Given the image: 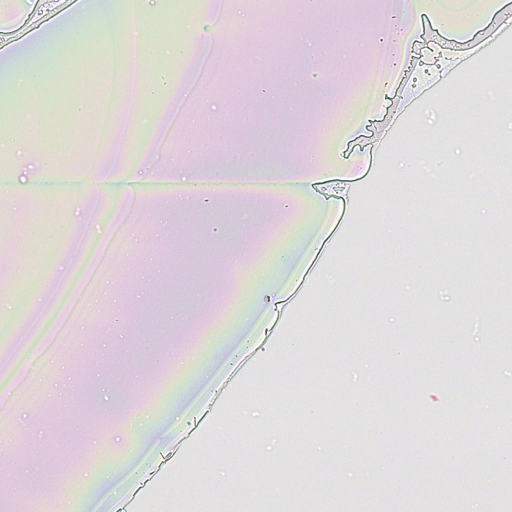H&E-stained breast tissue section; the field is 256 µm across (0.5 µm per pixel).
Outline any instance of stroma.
<instances>
[{
  "label": "stroma",
  "instance_id": "stroma-1",
  "mask_svg": "<svg viewBox=\"0 0 512 512\" xmlns=\"http://www.w3.org/2000/svg\"><path fill=\"white\" fill-rule=\"evenodd\" d=\"M92 8L91 0H0V55ZM405 8L423 80L416 92L397 81L378 98L366 89L381 31L359 28L356 0H336L325 30L262 12L260 0H149V34L165 37L182 22V47L143 72L150 93L133 118L113 64L123 43L97 30L78 42L56 39L51 58L35 66L29 100L0 87V128L16 143L0 151V181L20 188L0 203V238L9 242L0 254V369L23 336H41L40 352L62 359L58 372L29 361L0 396V494L14 507L57 512L69 498L78 512H112L108 490L83 495L84 477L107 470L120 480L134 468L126 424L138 414L156 418L147 451L188 468L146 485L130 512H288L299 498L318 502L317 512H348L354 501L360 512H433L442 483L458 493L449 512H472L476 459L512 462L503 446L512 420L498 415L500 393L512 390V361L477 362L500 340L498 318L512 314V278L500 266L512 250L501 237L512 221V178L494 169L512 163L497 100L512 77V0H499L465 41L412 0ZM352 31L362 47L347 71L336 57ZM319 45L335 99L284 105L310 87L307 58ZM76 51L84 63L73 70ZM459 78L475 95L466 110L456 104ZM170 86L180 89L179 104H170ZM104 97L113 107L109 143L94 135L92 105ZM364 110L369 121L353 126ZM116 142L123 165L140 174L174 165L186 175L230 150L258 162L319 154L330 167L333 206L318 244L287 274L282 317H260L263 359L240 365L232 398L196 388L178 356L209 358L250 299L255 269L277 259L304 212L274 203L256 214L243 199L205 209L187 182L169 197L146 184L117 199L93 184L24 196L39 154L85 178L111 164ZM409 153L439 177L406 183L397 163ZM481 195L493 204L478 214L469 202ZM447 212L456 250L441 277ZM403 222V238L384 235V225ZM117 234L125 259L100 257L111 277L92 296H72L41 331L34 302L62 294L68 256ZM320 274L341 288H321ZM442 312L448 329L437 334ZM283 336L294 339L291 353L276 349ZM228 405L247 408L251 421L233 449L224 446ZM460 406L470 409V424L453 447L437 445L434 421ZM403 416L412 434L379 461L384 428Z\"/></svg>",
  "mask_w": 512,
  "mask_h": 512
}]
</instances>
